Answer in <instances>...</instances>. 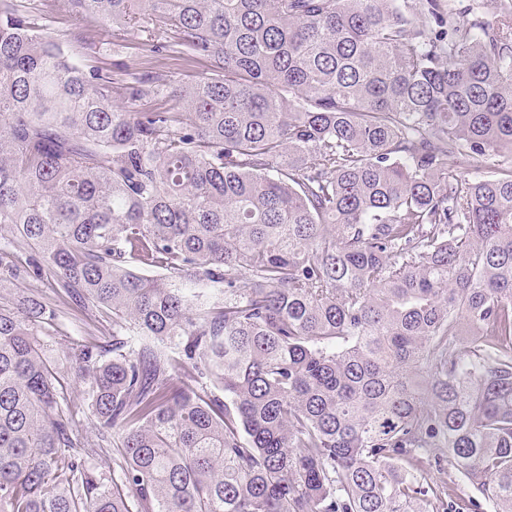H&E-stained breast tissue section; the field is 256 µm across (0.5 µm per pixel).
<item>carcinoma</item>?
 <instances>
[{
	"label": "carcinoma",
	"mask_w": 512,
	"mask_h": 512,
	"mask_svg": "<svg viewBox=\"0 0 512 512\" xmlns=\"http://www.w3.org/2000/svg\"><path fill=\"white\" fill-rule=\"evenodd\" d=\"M68 5L208 71L0 0V240L112 312L93 438L55 309L0 301V512H448L444 464L512 512V0ZM51 7L46 15L38 17L39 24L44 25V29L53 32L57 39L63 42V48L72 56L74 61L85 71L92 70L93 67L101 65L100 61L112 63V71L115 70L113 64L129 60L137 56L146 70L163 75L169 82L178 85L190 81L196 76L206 71L205 63L188 62L184 55L175 54L157 55L149 52L147 44L148 32L135 30L120 39L112 38V30L108 33L103 31L95 37L97 48L93 51L85 48L73 47L64 37L68 29V4L67 0H49ZM96 52V53H95Z\"/></svg>",
	"instance_id": "carcinoma-1"
}]
</instances>
